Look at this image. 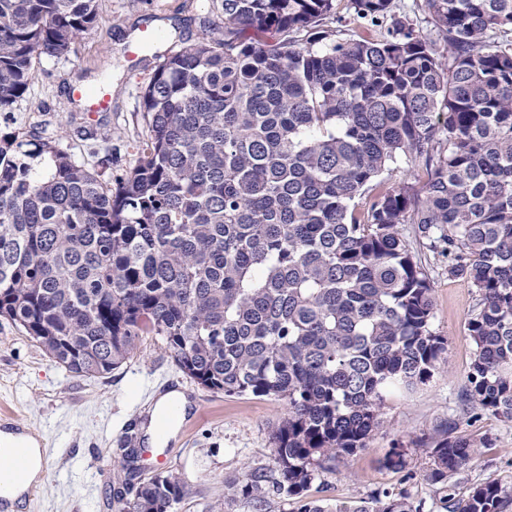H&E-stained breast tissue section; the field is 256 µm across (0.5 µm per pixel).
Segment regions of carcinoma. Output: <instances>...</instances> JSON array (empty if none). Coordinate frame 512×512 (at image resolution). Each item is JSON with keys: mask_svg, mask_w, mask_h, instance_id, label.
I'll list each match as a JSON object with an SVG mask.
<instances>
[{"mask_svg": "<svg viewBox=\"0 0 512 512\" xmlns=\"http://www.w3.org/2000/svg\"><path fill=\"white\" fill-rule=\"evenodd\" d=\"M350 2L359 27L384 30L314 39L335 0H219L220 23L158 57L136 164L114 180L112 153L88 168L13 128L35 61L69 53L98 0H0V316L77 376L159 336L203 387L286 400L277 477L236 489L257 505L274 492L299 512H423L403 491L306 492L367 446L387 389L438 368L424 250L476 288L466 412L512 420V0H424L427 33L392 0ZM402 160L425 166L423 195L387 182ZM477 447L451 426L431 437L443 512L512 507L495 482L456 497ZM133 455L116 461L129 480ZM134 488L125 512L184 495L174 474Z\"/></svg>", "mask_w": 512, "mask_h": 512, "instance_id": "carcinoma-1", "label": "carcinoma"}]
</instances>
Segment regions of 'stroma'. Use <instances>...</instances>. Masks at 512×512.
Instances as JSON below:
<instances>
[{
    "instance_id": "stroma-1",
    "label": "stroma",
    "mask_w": 512,
    "mask_h": 512,
    "mask_svg": "<svg viewBox=\"0 0 512 512\" xmlns=\"http://www.w3.org/2000/svg\"><path fill=\"white\" fill-rule=\"evenodd\" d=\"M212 0H99L97 24L63 57H42L27 93L14 110L16 127L59 139L78 163L97 165L112 158V174H126L136 163L135 146L146 128L142 92L158 55L196 40L203 25L218 21ZM107 84L110 111L83 112L73 87ZM112 133L110 143L99 134ZM433 288L435 331L445 340L440 368L426 384L385 395L382 425L367 447L330 462L312 482L308 496L359 501L378 492L406 491L414 501L432 504L437 487L428 478V438L448 422L456 435L479 441L474 459L453 481L457 496L479 483L512 486V420L490 412L464 413L462 391L473 356L466 319L476 290L448 276L447 263L422 258ZM172 380L202 400L198 414L181 425L171 447L154 460L152 447L140 451V474L178 475L183 497L171 512H298L300 501L269 494L263 507L235 495L232 484L252 470L274 476L270 433L286 401L243 394L225 396L186 376L162 340L146 336L132 358L111 373L76 376L65 371L25 330L0 317V417L16 416L36 433L51 462L25 512H121L133 491L115 465L120 426L147 416L158 398L150 383ZM404 451L405 465L386 467L390 448Z\"/></svg>"
}]
</instances>
